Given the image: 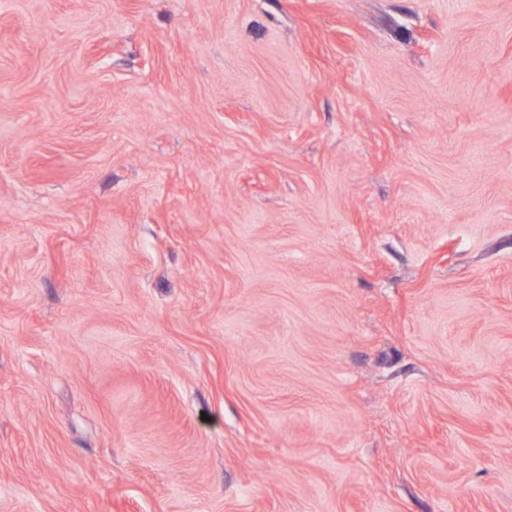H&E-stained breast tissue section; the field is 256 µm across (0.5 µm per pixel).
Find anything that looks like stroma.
<instances>
[{"mask_svg": "<svg viewBox=\"0 0 512 512\" xmlns=\"http://www.w3.org/2000/svg\"><path fill=\"white\" fill-rule=\"evenodd\" d=\"M0 512H512V0H0Z\"/></svg>", "mask_w": 512, "mask_h": 512, "instance_id": "1", "label": "stroma"}]
</instances>
